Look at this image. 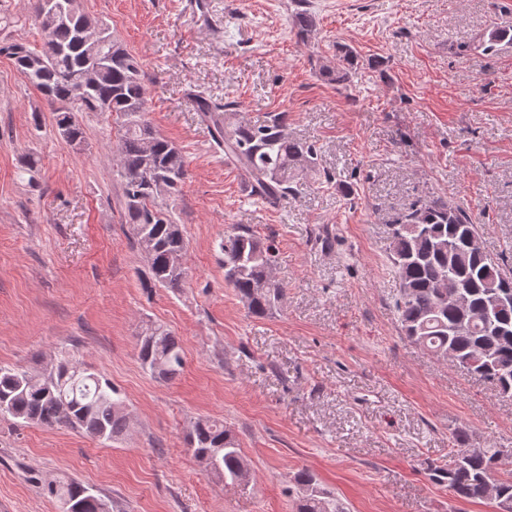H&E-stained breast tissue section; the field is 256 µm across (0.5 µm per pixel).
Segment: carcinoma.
Listing matches in <instances>:
<instances>
[{"mask_svg":"<svg viewBox=\"0 0 512 512\" xmlns=\"http://www.w3.org/2000/svg\"><path fill=\"white\" fill-rule=\"evenodd\" d=\"M67 19L56 22L48 5ZM35 19L46 33L39 48L24 42L0 44L20 74H31L33 87L54 112L57 134L68 142L82 138L78 112L116 115L117 160L125 180L126 210L133 236L147 257L145 288L177 289L185 279L187 244L181 225L158 199L179 193L187 175L181 150L155 132L146 118L141 62L101 24L89 41L82 26L91 21L79 0H35ZM197 111L212 127L224 161L242 171L251 197L277 205L296 193V179L315 167L317 148L288 134V115L280 112L261 123H242L228 105L194 95ZM479 234L460 204L428 198L401 216L392 229V263L399 281L394 308L406 336L430 353L455 360L501 394L512 396V277L500 278L494 257L465 244ZM224 281L249 313L263 317L283 295L271 276V248L249 229L224 235ZM467 284V307L448 301V282ZM139 360L160 380H171L185 365L175 336L159 325L141 338ZM0 415L20 424L70 428L102 440L124 434L128 418L118 391L107 380L68 360L41 377L0 366ZM193 455L205 467L233 482L247 469L241 448L224 423L198 419L190 431ZM500 450L472 448L464 438L448 449V460L428 467L434 483L465 502L512 501V474L499 472ZM301 490L298 512H348L341 500L325 493L313 474L296 473ZM58 501L76 499L82 512H109L93 489L77 480L48 487Z\"/></svg>","mask_w":512,"mask_h":512,"instance_id":"obj_1","label":"carcinoma"}]
</instances>
